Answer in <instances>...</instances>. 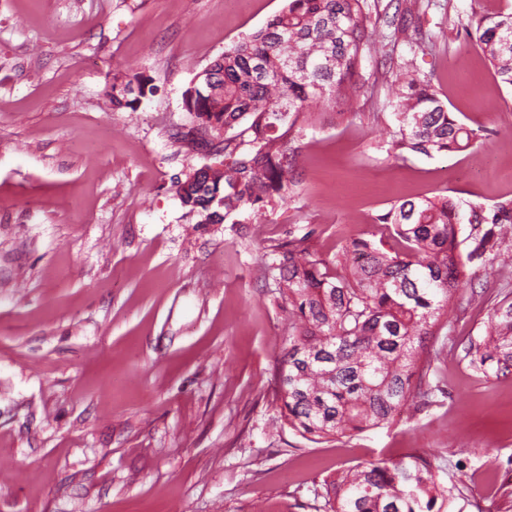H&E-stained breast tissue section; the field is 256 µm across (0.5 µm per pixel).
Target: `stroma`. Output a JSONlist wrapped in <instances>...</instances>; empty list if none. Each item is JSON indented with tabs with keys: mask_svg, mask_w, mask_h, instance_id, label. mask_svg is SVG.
Masks as SVG:
<instances>
[{
	"mask_svg": "<svg viewBox=\"0 0 512 512\" xmlns=\"http://www.w3.org/2000/svg\"><path fill=\"white\" fill-rule=\"evenodd\" d=\"M401 2L366 0L383 53L362 57L354 106L292 134L288 203L200 224L173 187L211 161L184 95L285 0H0V512H324V481L417 453L455 488L449 512H512V375L464 352L486 308L458 305L429 337L437 392L393 426L314 442L280 419L277 245L303 236L332 262L379 240L395 200L445 195L466 253L471 207L512 204V89L465 31L512 0H419L405 22ZM404 65L474 150L396 157ZM136 73L153 94L113 109L107 86ZM463 286L501 300L512 266L467 263Z\"/></svg>",
	"mask_w": 512,
	"mask_h": 512,
	"instance_id": "obj_1",
	"label": "stroma"
}]
</instances>
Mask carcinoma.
I'll return each mask as SVG.
<instances>
[{
  "mask_svg": "<svg viewBox=\"0 0 512 512\" xmlns=\"http://www.w3.org/2000/svg\"><path fill=\"white\" fill-rule=\"evenodd\" d=\"M375 26L364 0H287L197 77L184 104L204 134L197 145L215 162L196 169L192 182L175 181L188 214L201 224H246L290 197L295 154L288 135L313 104L360 92L351 79L362 52H379L369 38ZM466 33L512 88V11L476 14ZM151 92L150 79L134 75L113 78L108 95L114 108L133 110ZM391 106L397 149L432 156L472 145L474 132L427 83L407 82ZM376 221L399 248L350 239L332 276L306 239H291L271 266L289 321L278 377L281 419L313 440L389 426L409 400L432 395L414 378L432 368L425 343L459 299L466 263L490 251L512 261L503 233L479 231L511 225L507 204L490 216L471 208L474 247L465 256L459 207L446 196L399 199ZM465 357L485 377L512 375V298L489 306L485 335L468 340ZM324 498L327 512H443L453 494L427 458L411 455L359 465L326 482Z\"/></svg>",
  "mask_w": 512,
  "mask_h": 512,
  "instance_id": "carcinoma-1",
  "label": "carcinoma"
}]
</instances>
